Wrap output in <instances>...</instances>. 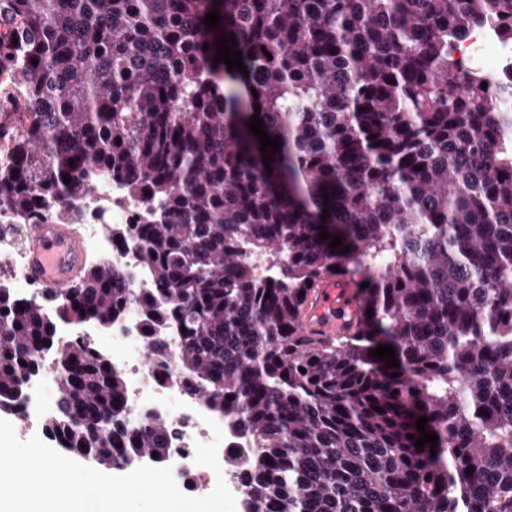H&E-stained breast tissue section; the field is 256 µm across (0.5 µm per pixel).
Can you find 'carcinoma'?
<instances>
[{
  "label": "carcinoma",
  "instance_id": "carcinoma-1",
  "mask_svg": "<svg viewBox=\"0 0 512 512\" xmlns=\"http://www.w3.org/2000/svg\"><path fill=\"white\" fill-rule=\"evenodd\" d=\"M1 23L25 105L0 207L68 223L58 207L107 174L149 204L128 240L155 286L140 299L90 262L53 313L52 294L0 287L1 411L57 350L61 454L169 461L168 421L129 424L103 354L59 347V324L137 302L248 443L227 461L244 512H512V81L462 50L512 44V0H0ZM230 34L247 76L213 61ZM257 106L275 154L248 129ZM333 277L361 309L314 340L302 311Z\"/></svg>",
  "mask_w": 512,
  "mask_h": 512
}]
</instances>
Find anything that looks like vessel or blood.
Wrapping results in <instances>:
<instances>
[{"instance_id":"vessel-or-blood-1","label":"vessel or blood","mask_w":512,"mask_h":512,"mask_svg":"<svg viewBox=\"0 0 512 512\" xmlns=\"http://www.w3.org/2000/svg\"><path fill=\"white\" fill-rule=\"evenodd\" d=\"M84 249L65 224H33L29 227L28 273L48 292L62 294L78 276ZM359 301L354 292L321 283L310 294L303 317V331L323 338L346 334Z\"/></svg>"}]
</instances>
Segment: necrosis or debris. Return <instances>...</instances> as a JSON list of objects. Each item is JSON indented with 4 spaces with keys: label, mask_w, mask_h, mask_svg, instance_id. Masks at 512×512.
Listing matches in <instances>:
<instances>
[{
    "label": "necrosis or debris",
    "mask_w": 512,
    "mask_h": 512,
    "mask_svg": "<svg viewBox=\"0 0 512 512\" xmlns=\"http://www.w3.org/2000/svg\"><path fill=\"white\" fill-rule=\"evenodd\" d=\"M147 206L128 199L124 188L108 177H100L93 193L79 204L77 222L85 238L92 245L94 258L121 266L137 296L153 294V282L141 265L132 246L123 244L129 224L145 213ZM14 217L0 208V250L12 256V272L0 278V285L10 288L21 298L32 302L44 299V290L26 273L28 256L13 234ZM110 337L105 355L113 370L126 382V410L128 420L137 425L151 416L169 420L170 468L176 485L214 488L217 480L231 482L230 469L214 473L195 461L197 444L217 443L219 460L241 448L239 441L223 414L214 411L204 397L193 392L192 378L180 370L173 355L176 340L171 329H161L163 346L159 351L147 352V338L142 329L138 305H131L127 313L112 326L99 330Z\"/></svg>",
    "instance_id": "obj_1"
}]
</instances>
